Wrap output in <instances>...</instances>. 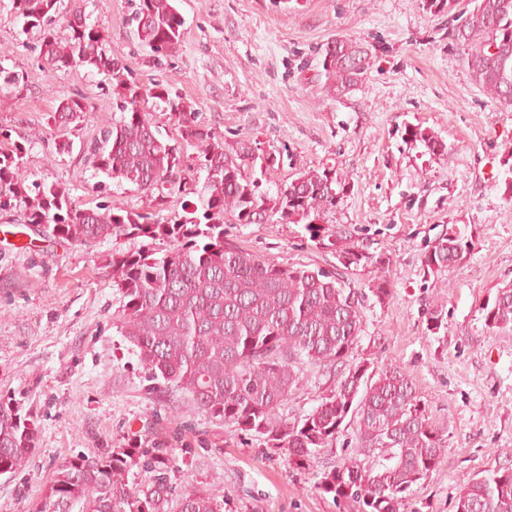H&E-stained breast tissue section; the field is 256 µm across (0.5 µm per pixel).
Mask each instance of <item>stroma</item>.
Here are the masks:
<instances>
[{"mask_svg": "<svg viewBox=\"0 0 512 512\" xmlns=\"http://www.w3.org/2000/svg\"><path fill=\"white\" fill-rule=\"evenodd\" d=\"M112 56L143 84H174L199 119L227 142L256 141L281 157L271 184L329 167L346 188L320 224L341 228L391 259L392 296L367 299L355 357L403 367L446 440L438 468L409 503L411 512H453L465 477L512 467V331L489 329L482 305L512 285V111L472 79L448 32L447 14L421 0H177L186 19L177 51L158 60L131 34L129 0H84ZM38 30H23L12 0H0V66L17 72V91L0 95V128L22 149L29 179L65 186L74 204L110 201L137 211L183 215L196 194L163 203L133 186L102 184L82 154L56 155L48 122L56 91L81 93L92 121L72 128L93 139L111 120L113 98L103 76L79 69L51 74L34 56ZM337 38L367 49L360 85L329 92L321 53ZM423 127L445 144L430 154L408 128ZM21 208L0 211V233L22 231L23 248L0 243V401L22 403L37 437L26 465L0 475V512H39L58 464L73 456L121 448L142 437L191 445L171 480L215 490L221 512H355L314 487L356 447L346 423L311 464L223 423L187 397L151 389L113 318L121 307L107 267L112 251L139 239L92 246L60 243L26 229ZM470 247L458 265L432 272L425 253L441 234ZM226 242L269 259L334 269L336 257L300 224H225ZM439 310V333L426 329ZM342 370H308L279 409L291 421L310 411Z\"/></svg>", "mask_w": 512, "mask_h": 512, "instance_id": "stroma-1", "label": "stroma"}]
</instances>
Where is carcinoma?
<instances>
[{
    "mask_svg": "<svg viewBox=\"0 0 512 512\" xmlns=\"http://www.w3.org/2000/svg\"><path fill=\"white\" fill-rule=\"evenodd\" d=\"M423 0L431 12H446L456 24L449 36L462 46L472 78L496 102L512 108V0ZM24 24L39 29L37 61L51 72L79 68L112 86L121 112L80 144L95 171L118 186L129 184L148 196L164 189L182 192V150L198 152L204 173L198 204L190 215L164 218L160 211L128 210L108 201L88 208L73 204L66 188L28 181L20 169L22 149L0 132V211L24 208L28 227L59 241L82 245L134 238L146 241L133 252H113L108 263L112 287L121 294L114 322L131 344L146 378L156 388L181 392L196 407L233 432L254 434L267 447L298 464L315 458L336 439L346 418L355 421L357 450L331 470L317 472L315 488L356 512H405L414 488L439 466L445 441L430 422L407 372L391 364L352 363L363 327L364 294L344 275L376 267L369 291L382 304L391 297L390 257L369 251L344 229L317 225L336 205L346 183L327 167L298 173L275 193L259 181L280 164L265 168L252 160L255 143H227L198 120L197 109L167 82L146 88L106 49L98 25L83 5L59 16V0H13ZM62 21L68 34H56ZM133 35L155 57L180 45L185 19L175 0H138ZM325 86L336 94L352 90L369 67L361 45L336 40L324 48ZM20 76L0 66V92L18 89ZM153 108H148V102ZM93 111L81 93L59 95L49 114L56 130L54 149L69 154L71 125ZM167 112L177 134L164 138L153 118ZM411 138L436 154L442 140L421 129ZM235 224H302L310 237L336 254L331 272L261 257L224 243V219ZM157 241L165 252L151 249ZM470 244L442 235L424 256L431 271L454 267ZM490 329L512 330V287L497 291L482 307ZM347 374L320 396L312 411L293 422L277 420L278 409L305 383L306 367ZM35 424L19 404L0 402V475L13 474L34 448ZM177 461L166 441L139 439L93 456L79 455L59 465L43 494L41 512H220L209 492L186 490L174 496L169 472ZM138 466L144 481L131 485ZM454 512H512V468L467 479Z\"/></svg>",
    "mask_w": 512,
    "mask_h": 512,
    "instance_id": "1",
    "label": "carcinoma"
}]
</instances>
